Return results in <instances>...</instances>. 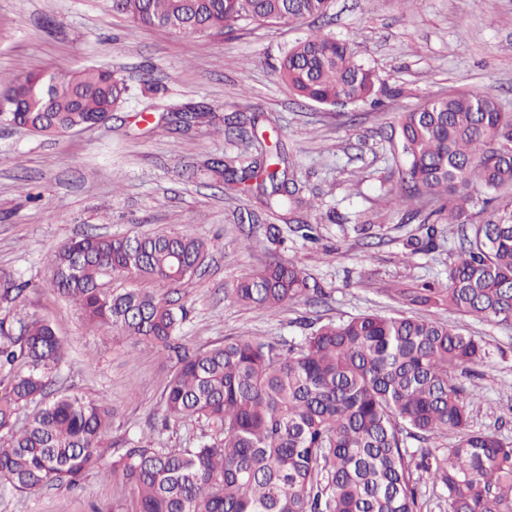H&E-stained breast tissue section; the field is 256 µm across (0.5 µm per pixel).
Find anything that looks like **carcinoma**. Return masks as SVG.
Returning <instances> with one entry per match:
<instances>
[{"instance_id": "carcinoma-1", "label": "carcinoma", "mask_w": 512, "mask_h": 512, "mask_svg": "<svg viewBox=\"0 0 512 512\" xmlns=\"http://www.w3.org/2000/svg\"><path fill=\"white\" fill-rule=\"evenodd\" d=\"M139 27L219 36L241 24L288 25L326 15L330 0H105ZM279 77L295 96L321 106L374 102L378 77L356 60L354 43L316 31L282 56ZM127 85L112 71L85 66L67 75L29 71L0 94V121L58 136L103 120ZM188 130L216 127L202 105L171 114ZM405 163L391 204L431 205L436 221L466 234L445 284L396 288L408 307L446 306L461 315L512 321V112L488 93L448 91L402 112L394 130ZM222 154L205 175L246 185L266 210L314 209L300 196L281 156ZM205 238L178 231L143 236L86 233L47 256L54 289L103 333L175 355L162 392L163 423L210 429L193 448H157L133 438L115 455L102 448L113 412L82 395L49 390L43 370L62 360L52 324H0V370L18 361L0 394V486L30 493L76 487L90 472L129 487L118 512H423L421 484L440 490L447 512H512V441L476 430V390L463 383L491 358L485 342L444 322L397 312L327 321L298 342L226 337L205 350L177 342L187 309L149 288L106 287L134 277L179 285L207 258ZM235 302L277 312L324 295L297 264L272 258L231 289ZM48 403L16 426L23 403ZM454 436L446 447L430 440ZM417 441L420 448L410 447Z\"/></svg>"}]
</instances>
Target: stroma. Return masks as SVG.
<instances>
[{
    "mask_svg": "<svg viewBox=\"0 0 512 512\" xmlns=\"http://www.w3.org/2000/svg\"><path fill=\"white\" fill-rule=\"evenodd\" d=\"M316 26L355 41L358 61L398 96L344 115L294 96L278 76L279 62ZM316 26L255 24L207 37L131 25L103 0H0V75L95 65L129 88L111 120L90 129L53 137L0 124V275L26 284L17 299L0 300V321L51 322L64 357L48 378L53 388L113 408L106 447L147 436L161 448H190L204 428L162 426L161 393L175 357L122 336L95 335L54 290L44 258L65 240L158 230L207 238L209 255L193 278L176 288L153 286L188 309L180 341L192 350L243 334L296 341L307 322L393 313L399 305L392 289L447 279L462 227L438 225L434 247L410 250V239L425 238L428 221L426 213L387 206L403 164L392 131L400 113L449 90L492 94L512 112V0H331ZM187 103L211 106L229 121L239 112L268 116L255 134L280 145L303 195L319 205L323 220L311 235L298 229L305 212L277 222L256 195L178 176L181 163L239 148L233 138L185 135L145 120ZM273 225L280 230L275 242ZM274 256L303 266L326 297L274 313L227 297ZM416 313L487 343L493 357L479 368L472 424L512 441V323L444 307ZM115 499L111 481L91 474L75 488L20 494L0 487V512H115Z\"/></svg>",
    "mask_w": 512,
    "mask_h": 512,
    "instance_id": "1",
    "label": "stroma"
}]
</instances>
